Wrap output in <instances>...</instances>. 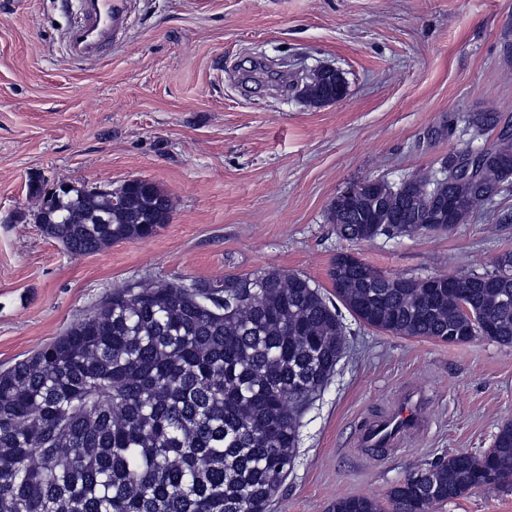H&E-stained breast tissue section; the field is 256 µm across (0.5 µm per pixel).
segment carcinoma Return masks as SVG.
Wrapping results in <instances>:
<instances>
[{
    "label": "carcinoma",
    "mask_w": 512,
    "mask_h": 512,
    "mask_svg": "<svg viewBox=\"0 0 512 512\" xmlns=\"http://www.w3.org/2000/svg\"><path fill=\"white\" fill-rule=\"evenodd\" d=\"M312 105L344 97L316 73L301 89ZM474 136L496 134L472 164V148L391 183L357 182L328 210L351 243L441 234L494 207L512 185V123L497 112L448 116ZM34 222L72 255L145 239L169 223L171 197L150 181L116 189L61 185L43 195ZM348 254L328 270L327 296L281 269L222 281L136 282L112 289L51 343L0 371V512H268L291 468L303 409L344 352L342 311L398 336L466 343L484 328L512 345V275L425 279L390 276ZM512 487V423L480 457L456 453L409 474L389 493L391 512H430L487 483ZM328 512H381L364 495Z\"/></svg>",
    "instance_id": "cac0c4a2"
}]
</instances>
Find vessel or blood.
Returning <instances> with one entry per match:
<instances>
[{"label":"vessel or blood","instance_id":"obj_1","mask_svg":"<svg viewBox=\"0 0 512 512\" xmlns=\"http://www.w3.org/2000/svg\"><path fill=\"white\" fill-rule=\"evenodd\" d=\"M72 21L65 32L71 57L84 60L101 56L120 41L128 29L129 0H74ZM428 395L416 385L404 386L384 413L366 421L356 447L383 453L424 436L430 421Z\"/></svg>","mask_w":512,"mask_h":512}]
</instances>
